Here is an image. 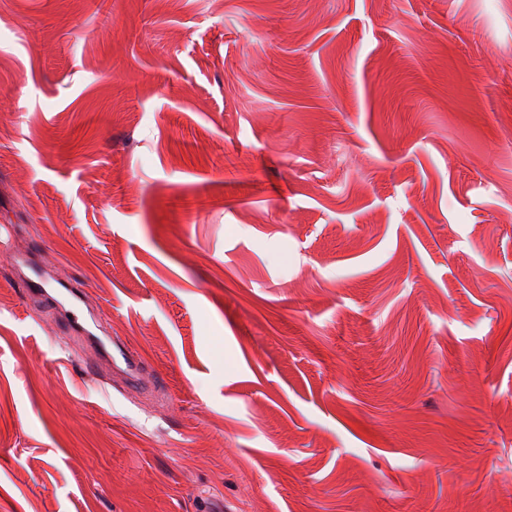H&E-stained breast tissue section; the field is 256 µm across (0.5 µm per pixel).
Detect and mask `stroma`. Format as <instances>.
Listing matches in <instances>:
<instances>
[{"instance_id": "stroma-1", "label": "stroma", "mask_w": 512, "mask_h": 512, "mask_svg": "<svg viewBox=\"0 0 512 512\" xmlns=\"http://www.w3.org/2000/svg\"><path fill=\"white\" fill-rule=\"evenodd\" d=\"M0 512H512V0H0ZM30 270L29 274L20 276L17 282L18 288H21L24 296L44 295L45 280L42 268L30 265ZM72 300L68 305H64L62 303H58L54 301L57 308L59 309V314L63 321L65 322L67 328L75 334L78 335H89L88 329L85 327V315L80 307L81 302V289L78 286L73 284H68L65 288ZM107 356L112 359L113 371L121 377L128 388L137 389L143 381V368L140 360L121 343H113L117 356L107 351L104 344L100 345Z\"/></svg>"}]
</instances>
